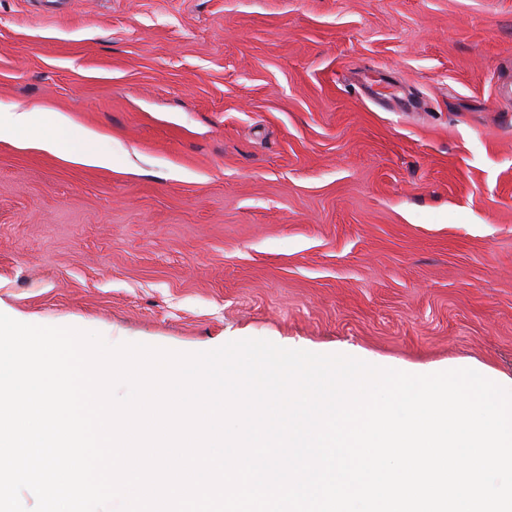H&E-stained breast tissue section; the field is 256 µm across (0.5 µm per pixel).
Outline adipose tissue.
Instances as JSON below:
<instances>
[{"label": "adipose tissue", "mask_w": 512, "mask_h": 512, "mask_svg": "<svg viewBox=\"0 0 512 512\" xmlns=\"http://www.w3.org/2000/svg\"><path fill=\"white\" fill-rule=\"evenodd\" d=\"M0 139L33 142L87 166L108 168L112 165L111 153L97 148L96 133L75 124L59 111L17 107L1 112Z\"/></svg>", "instance_id": "obj_1"}]
</instances>
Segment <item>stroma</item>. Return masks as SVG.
I'll use <instances>...</instances> for the list:
<instances>
[{"label":"stroma","mask_w":512,"mask_h":512,"mask_svg":"<svg viewBox=\"0 0 512 512\" xmlns=\"http://www.w3.org/2000/svg\"><path fill=\"white\" fill-rule=\"evenodd\" d=\"M0 308L512 376V0H0ZM0 139L33 142L93 167L111 168L112 153L99 150L97 135L59 111L16 107L0 113Z\"/></svg>","instance_id":"stroma-1"}]
</instances>
